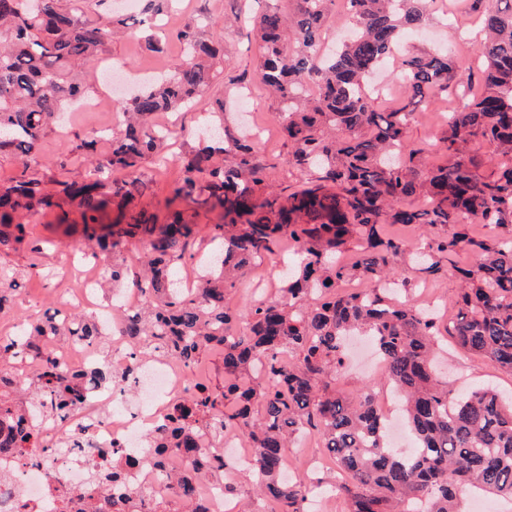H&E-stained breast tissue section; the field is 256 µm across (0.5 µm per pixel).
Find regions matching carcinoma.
Wrapping results in <instances>:
<instances>
[{
    "label": "carcinoma",
    "mask_w": 512,
    "mask_h": 512,
    "mask_svg": "<svg viewBox=\"0 0 512 512\" xmlns=\"http://www.w3.org/2000/svg\"><path fill=\"white\" fill-rule=\"evenodd\" d=\"M284 11L269 7L253 18L260 34L262 83L276 96L274 117L288 145V165L302 182L264 185L267 163L254 142L224 127V99L208 110L203 138L182 158L172 199L193 207L170 213L165 223L143 211L119 213L117 236L98 235L112 200L129 204L146 183L137 173L148 159L165 164L167 130L156 124L162 112L190 105L211 86L224 51L203 39L197 27L176 33L184 45L171 74L129 92L122 106L124 129L105 130L76 145L88 152L90 171L80 183L59 181L51 193L28 173L40 142L81 100L74 68L95 59L118 30L91 22L61 0H0V152L20 160L23 171L0 182V249L22 244L26 218L41 210L77 202L85 224L84 248L103 267L112 286L136 288L143 307L122 318L123 335L193 369L209 350L224 352V385L186 380L162 433L148 438L144 463L160 471L168 454L185 459L168 478L170 490L188 512H209L199 482L209 476L206 440L231 425L255 450L256 495L272 512H306L308 488L301 480H280L290 440L309 428L323 441L336 466L351 475L336 484L349 512H463L470 494L512 499V395L492 386L458 393L433 376L431 360L441 335L436 318L408 300L395 301L392 261L403 244L382 233L385 224L417 225L429 236L418 270L438 272L436 255L465 252L480 258L459 267L464 283L454 298L450 333L466 352L512 372V0H465L479 15L478 53L484 69L481 91L439 52L402 59L405 94L390 112L374 108L364 78L392 56L406 35L422 29L426 0H346L343 20L351 34L326 45L323 28L334 0H293ZM455 86L462 104L448 113L440 141L447 162L430 167L418 150H406L414 109L433 91ZM485 140L496 146L494 169L484 174L466 145ZM100 140L110 141L94 154ZM423 198L418 206L414 200ZM222 211V220L195 231L197 207ZM459 224L493 225L502 237L490 243ZM213 245L207 275L188 294L176 287L178 269L195 259L199 234ZM128 238L133 261L115 252ZM295 244L280 294L243 309L225 304V293L255 261H263L284 238ZM358 242L350 265L336 252ZM359 277L366 287L338 288ZM16 287L0 267V308ZM371 336L386 370L383 375L402 402L416 452L403 456L386 443L384 423L365 387L349 400L331 382L342 365L345 338ZM42 336L99 347L89 369H64ZM293 363L281 364V355ZM96 318L50 307L38 322L0 342V454L24 458L35 447L39 421L12 394L32 395L31 406L47 407L56 421L71 417L85 397L104 385L121 387L126 377L112 370ZM262 361L267 377L239 383ZM135 459L118 455L99 464L92 483L99 493L68 502L72 512H141L127 487Z\"/></svg>",
    "instance_id": "carcinoma-1"
}]
</instances>
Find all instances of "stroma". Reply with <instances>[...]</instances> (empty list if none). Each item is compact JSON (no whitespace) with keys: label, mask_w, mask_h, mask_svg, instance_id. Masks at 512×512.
Returning a JSON list of instances; mask_svg holds the SVG:
<instances>
[{"label":"stroma","mask_w":512,"mask_h":512,"mask_svg":"<svg viewBox=\"0 0 512 512\" xmlns=\"http://www.w3.org/2000/svg\"><path fill=\"white\" fill-rule=\"evenodd\" d=\"M65 5L82 9L87 18L108 21L122 20L123 35L115 38L96 59L84 66L78 80L85 91L86 101H99L100 107L94 112H69L63 126L47 130L41 140L37 163L34 167L42 177L47 189H54L56 180L82 181L88 174L89 164L75 149L83 139H91L104 129L117 128V109L103 102L106 90L105 68L124 65L130 71L160 73L166 71L170 62L178 59L183 48L175 39V32L185 24L197 21L203 23L205 37L222 43L226 49L223 69L214 85L193 106L177 114H160V124L170 127V151L174 154L186 152L196 146L199 129L204 123L205 112L210 101L223 97L226 124L230 129H241L242 125L258 128L260 151L274 162L268 170L266 182L272 186H285L295 183L298 176L289 169L286 158L288 147L277 132L274 118L278 106L258 77V41L249 24L250 18L272 0H175L173 6L164 12L167 25L164 48L156 52L147 44L149 32L138 25L132 17H119L113 7L114 0H63ZM460 0H435L429 15L430 24L425 32L405 43L403 52H430L441 46H453V58H462L467 68L478 70L480 63L475 54V44L479 40L480 27L475 22L463 18L458 12ZM394 53L386 69L379 71L378 78L385 86L383 93L375 96L374 106L387 111L398 105L404 94L401 59L402 54ZM457 100L446 92L430 94L415 108V117L410 126L408 141L417 148L424 149L430 163L439 164L445 159L438 146L446 128L448 112L456 106ZM142 177L148 180L149 187L144 195L133 204L134 210L166 216L169 212L182 209V202L170 199L169 185L180 170L177 165H169L165 172H157L153 165H143ZM77 207L64 205L63 209L34 215L31 234L39 239L43 248L40 258L42 271L31 274L29 265L32 254L28 247L0 251V265L9 268L19 276V286L15 292L13 308L0 311V336H10L16 332L17 317L34 322L44 311L57 305L75 286L73 276L66 274V261L75 266H87V259L68 257L69 239L79 238L81 227ZM475 256L462 254L455 260L440 256L439 271L433 276L419 273L407 256H399L393 265L395 278L404 282V295L414 304H424V289L437 291L443 304H451L460 282L456 269L460 266H474ZM441 380L457 381L461 386L491 384L499 389L512 390V373L495 367L485 358L460 350L452 340H445L440 351ZM322 455L316 440H309L307 447H290L288 459L297 469L301 478L312 480L322 478L323 495L327 502L321 512H346V505L334 486L336 473L323 467L319 459Z\"/></svg>","instance_id":"35a3bbf8"}]
</instances>
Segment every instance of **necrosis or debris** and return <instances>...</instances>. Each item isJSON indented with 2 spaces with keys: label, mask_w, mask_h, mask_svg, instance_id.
<instances>
[{
  "label": "necrosis or debris",
  "mask_w": 512,
  "mask_h": 512,
  "mask_svg": "<svg viewBox=\"0 0 512 512\" xmlns=\"http://www.w3.org/2000/svg\"><path fill=\"white\" fill-rule=\"evenodd\" d=\"M78 289L70 295L69 306L91 309L103 335L111 345V362L117 371L127 376L137 405L125 407L124 396L114 387H102L86 399L78 415L64 425L44 422L40 425L42 445L51 447L48 461H40V448L29 451L28 460L0 456V476L9 475L10 484L0 483V512H12L14 500H21L27 512H46L48 507L62 508L60 492L71 491L93 495L89 473L98 465L103 454L113 452L124 456L146 455L145 436L159 432L170 406L178 401L185 388L186 368L178 361L145 355L120 332L112 321L113 309L135 312L143 303L138 291H126L114 298L113 304L97 302L102 284L100 268L91 273L77 272ZM70 429L73 443L58 447L61 429ZM209 454L218 473L206 484L203 499L210 512H235L231 495L225 494L228 475L252 468L253 448L243 442L233 429L223 430L213 442Z\"/></svg>",
  "instance_id": "necrosis-or-debris-1"
}]
</instances>
